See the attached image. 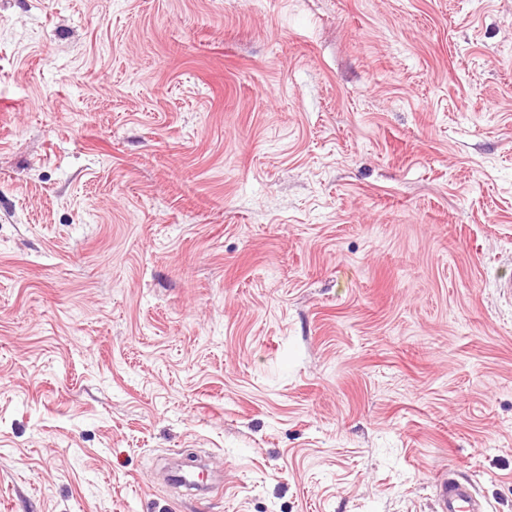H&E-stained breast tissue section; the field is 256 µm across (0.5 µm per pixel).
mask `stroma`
Instances as JSON below:
<instances>
[{
    "instance_id": "stroma-1",
    "label": "stroma",
    "mask_w": 512,
    "mask_h": 512,
    "mask_svg": "<svg viewBox=\"0 0 512 512\" xmlns=\"http://www.w3.org/2000/svg\"><path fill=\"white\" fill-rule=\"evenodd\" d=\"M505 278L512 0H0V512H512ZM438 512H480L473 496V488L467 481L448 475L437 486Z\"/></svg>"
}]
</instances>
